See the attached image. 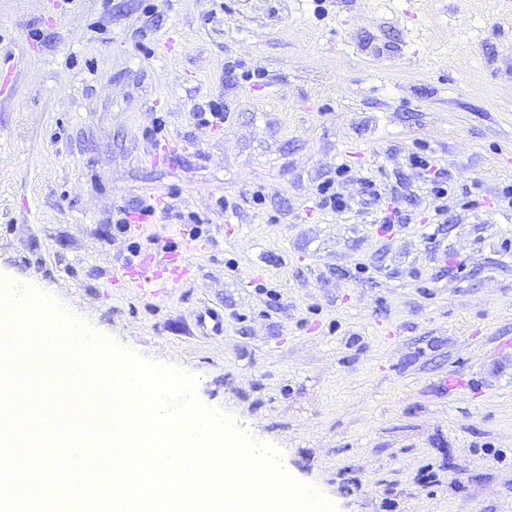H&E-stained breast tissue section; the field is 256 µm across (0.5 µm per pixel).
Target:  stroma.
I'll return each instance as SVG.
<instances>
[{
  "label": "stroma",
  "instance_id": "1",
  "mask_svg": "<svg viewBox=\"0 0 512 512\" xmlns=\"http://www.w3.org/2000/svg\"><path fill=\"white\" fill-rule=\"evenodd\" d=\"M511 185L512 0H0V278L195 377L333 512H512ZM159 248L177 287L120 277Z\"/></svg>",
  "mask_w": 512,
  "mask_h": 512
}]
</instances>
